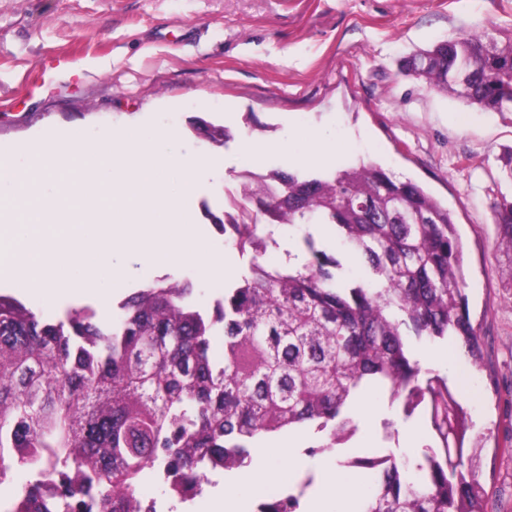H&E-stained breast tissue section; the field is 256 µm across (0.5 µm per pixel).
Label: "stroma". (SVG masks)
I'll list each match as a JSON object with an SVG mask.
<instances>
[{"mask_svg": "<svg viewBox=\"0 0 512 512\" xmlns=\"http://www.w3.org/2000/svg\"><path fill=\"white\" fill-rule=\"evenodd\" d=\"M479 27L494 29L500 44L512 42V0H0V147L70 127L92 141L132 120L178 128L169 152L220 159L198 171L189 205L203 240L225 253L232 283L247 273L252 253L227 243L203 212L230 210L243 172L287 167L276 154L248 160L242 143L285 139L296 126L365 136L366 146L335 165L376 162L455 215L482 365L461 348L444 359L445 340L407 344L423 368L454 384L468 381L463 404L483 447L478 479L488 510L512 512V258L494 222L495 205L512 199V181L501 173L512 112L467 104L404 70L413 50ZM200 119L225 127L231 139L213 143L198 130ZM118 259L132 276L107 304L67 294L48 303L4 286L0 296L56 321L74 308L116 316L119 301L164 277L190 280L188 302L204 313L224 294L188 265ZM355 399L372 413L353 412L355 430L331 460L413 459L431 444L424 419L404 416L388 395L364 387ZM232 480L215 478L190 507L155 484L137 483L136 494L166 499L169 512H211Z\"/></svg>", "mask_w": 512, "mask_h": 512, "instance_id": "stroma-1", "label": "stroma"}]
</instances>
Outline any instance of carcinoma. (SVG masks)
<instances>
[{
    "mask_svg": "<svg viewBox=\"0 0 512 512\" xmlns=\"http://www.w3.org/2000/svg\"><path fill=\"white\" fill-rule=\"evenodd\" d=\"M407 69L468 104L512 112V43L485 29L415 51ZM232 207L205 215L254 256L210 314L187 303L189 281L145 284L114 324L77 309L42 322L0 296V477L46 464L62 477L55 496L75 499L65 512H86L82 497L97 512H146L135 485L149 462L162 458L179 476L180 498L204 478L209 456L226 470L248 466L262 434L312 425L323 440L310 453L330 452L352 435L349 405L368 385L407 417L422 411L435 444L415 460L373 463L362 512H486L482 447L469 442L459 390L423 370L406 343L450 337L481 358L453 213L364 161L326 176L246 174ZM494 218L512 254V200ZM271 224L333 227L365 276L342 280V264L307 230L303 262L267 266L260 229ZM218 327L221 360L211 355ZM113 485L125 496H110ZM55 510L36 486L13 508Z\"/></svg>",
    "mask_w": 512,
    "mask_h": 512,
    "instance_id": "cac0c4a2",
    "label": "carcinoma"
}]
</instances>
